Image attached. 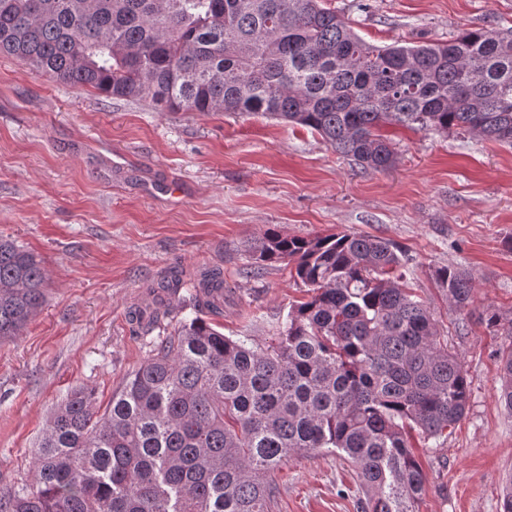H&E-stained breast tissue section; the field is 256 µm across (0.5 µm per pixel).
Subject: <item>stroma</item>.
<instances>
[{
    "mask_svg": "<svg viewBox=\"0 0 512 512\" xmlns=\"http://www.w3.org/2000/svg\"><path fill=\"white\" fill-rule=\"evenodd\" d=\"M368 44L438 41L512 27V0H331ZM396 151L360 169L321 137L261 115L164 112L78 90L0 54V237L34 252L44 302L0 340V493L32 485L42 430L74 389L107 405L151 357L135 310H165L174 330L197 311L155 289L170 273L224 271V335L275 344L308 294L294 264L262 262L267 231L313 238L360 233L405 254L407 287L426 301L464 364L469 407L446 444L415 440L425 474L419 512H503L512 477V414L498 402L499 354L512 336V147L475 133L383 127ZM475 279L466 315L435 279ZM274 512H359L351 462L295 456L275 472Z\"/></svg>",
    "mask_w": 512,
    "mask_h": 512,
    "instance_id": "1",
    "label": "stroma"
}]
</instances>
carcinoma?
Segmentation results:
<instances>
[{
  "mask_svg": "<svg viewBox=\"0 0 512 512\" xmlns=\"http://www.w3.org/2000/svg\"><path fill=\"white\" fill-rule=\"evenodd\" d=\"M0 54L74 88L167 112L260 114L313 130L363 170L396 162L380 130L459 129L512 145V30L445 42L367 45L325 0H0ZM263 261L295 260L310 298L276 345L232 339L203 318L149 341L151 357L105 409L73 390L38 443L35 486L0 512H271L272 474L327 450L357 469L361 512H417L423 469L411 433L448 440L470 389L404 255L375 236H265ZM436 278L458 312L474 278ZM34 253L0 239V339L44 300ZM193 307L223 314L224 273L179 278ZM512 411V348L500 355Z\"/></svg>",
  "mask_w": 512,
  "mask_h": 512,
  "instance_id": "cac0c4a2",
  "label": "carcinoma"
}]
</instances>
